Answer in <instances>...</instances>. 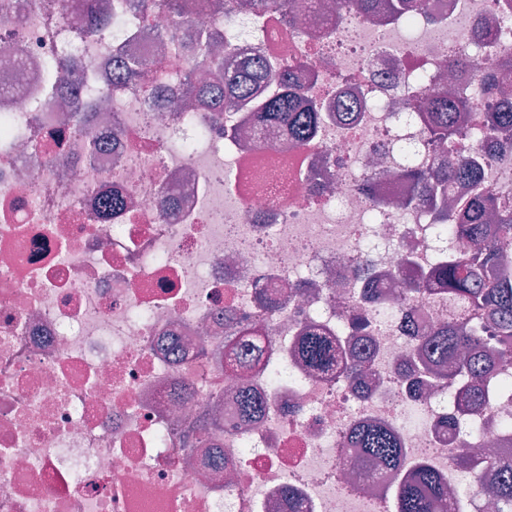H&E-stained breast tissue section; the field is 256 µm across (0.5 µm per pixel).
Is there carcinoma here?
<instances>
[{
    "mask_svg": "<svg viewBox=\"0 0 512 512\" xmlns=\"http://www.w3.org/2000/svg\"><path fill=\"white\" fill-rule=\"evenodd\" d=\"M348 2L356 11L373 15L385 10L392 21H412L415 0H337ZM143 7L151 11L175 14L179 0H142ZM240 5L257 15L271 12L289 13L296 7V0H239ZM81 18L75 24L79 37L100 32L108 19L99 5L79 4ZM193 47L201 66L213 70L214 79L200 82L196 73H185L178 96L195 100L201 96L211 107H224V84L241 93L267 80L270 65L255 62L238 69L232 76L224 77V56L218 48L224 43V30L213 27L208 35L195 29L185 35ZM115 74L130 79H143L156 89H163V68L154 62L151 69H139L131 62L117 64ZM279 91L261 95L252 102L257 126H281L294 136L310 139L323 117V107L315 101L302 104L298 100L293 82L292 68L282 64L277 74ZM479 92L451 97L435 88L422 92L408 107L413 111L430 114L425 128L429 141L453 146L465 132L461 129L460 111L481 105L498 109L494 134L504 142L512 139V104L502 96L496 81L487 77L478 85ZM484 157L466 153H453L440 168L430 172L406 166L401 177L409 185L406 203H417L440 210V217L456 225L459 235L471 240L470 249L463 254L448 253V259L432 269L425 282L436 281L441 287L439 295L454 306L463 304L475 315L472 321L452 312L448 323L422 337L417 345L422 360V373L438 379L442 385L457 391L461 411L478 412L487 403V382L497 371L504 358L512 357V269L504 260V244L512 239V209L488 211L491 190L481 182ZM451 180L470 182L474 194L465 202L445 209L444 187ZM229 366L235 368L249 357L255 343L235 336H227ZM303 363L311 370L353 383L363 367L367 352L343 360L340 340L315 332H306L297 349ZM265 409L255 398L244 395L239 410L250 420ZM356 447L360 448L365 462H377L389 472L399 469L403 448L396 435L378 426H355L350 431ZM462 467L480 465L498 471L492 489L496 512H512V453L475 456L470 449L461 448L457 457ZM448 499V489L425 463L415 473L399 483L396 490L397 512H439Z\"/></svg>",
    "mask_w": 512,
    "mask_h": 512,
    "instance_id": "obj_1",
    "label": "carcinoma"
}]
</instances>
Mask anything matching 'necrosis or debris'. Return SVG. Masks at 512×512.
I'll return each instance as SVG.
<instances>
[{"label": "necrosis or debris", "mask_w": 512, "mask_h": 512, "mask_svg": "<svg viewBox=\"0 0 512 512\" xmlns=\"http://www.w3.org/2000/svg\"><path fill=\"white\" fill-rule=\"evenodd\" d=\"M422 2L410 26L336 0H303L291 20L223 10L226 68L310 62L304 97L327 108L311 144L265 128L243 149L240 108L187 123L141 81L113 79L119 54L161 56L180 78L190 60L169 15L99 0L111 25L74 41L76 0H0V512H395L397 478L358 466L355 425L396 433L402 473L428 461L451 512H488L479 489L495 471L458 467L438 424L455 418L471 448H511L512 361L476 415L400 373L448 302L424 291L401 306L393 272L427 274L471 243L400 206L404 159L428 169L442 151L389 80L447 79L458 52L499 73L512 34L479 41L506 0ZM61 58L64 99L45 68ZM93 83L112 110L80 133L60 115L90 110ZM360 96L358 112H334ZM482 181L512 208V151H493ZM108 193L125 206L103 223ZM247 326L264 341L229 369L224 338ZM306 326L370 347L355 383L304 368ZM243 389L268 405L257 421L236 415Z\"/></svg>", "instance_id": "necrosis-or-debris-1"}]
</instances>
